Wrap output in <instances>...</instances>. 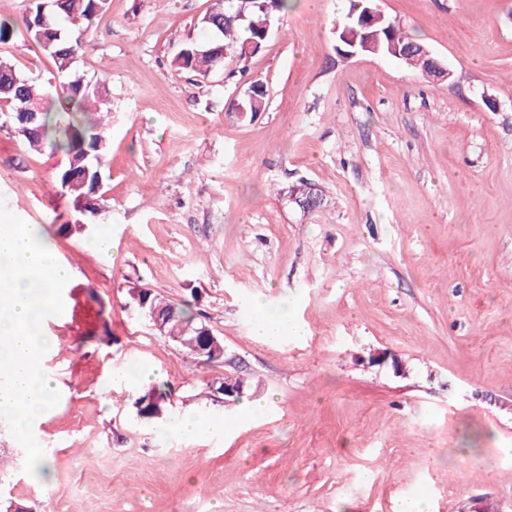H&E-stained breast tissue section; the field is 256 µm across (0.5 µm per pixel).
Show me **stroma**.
<instances>
[{"mask_svg": "<svg viewBox=\"0 0 512 512\" xmlns=\"http://www.w3.org/2000/svg\"><path fill=\"white\" fill-rule=\"evenodd\" d=\"M213 2L107 0L85 39L78 73L112 92L93 218L108 256L59 230L76 219L64 157L0 128V197L73 272L42 324L52 478L25 472L0 419V496L32 512H395L422 495L429 512H512V0H379L451 70L438 82L341 55L348 0H295L247 61L175 71ZM0 55L40 84L54 72L23 33ZM254 78L267 108L238 120ZM301 180L323 208L283 195ZM135 288L190 302L223 361L196 366L138 316ZM246 295L292 300L308 336L257 340ZM127 366L169 389L162 418L138 416L141 387L112 384ZM227 373L252 380L264 414L239 422L203 397ZM184 410L229 427L168 435Z\"/></svg>", "mask_w": 512, "mask_h": 512, "instance_id": "1", "label": "stroma"}]
</instances>
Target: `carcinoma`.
I'll return each mask as SVG.
<instances>
[{
    "instance_id": "carcinoma-1",
    "label": "carcinoma",
    "mask_w": 512,
    "mask_h": 512,
    "mask_svg": "<svg viewBox=\"0 0 512 512\" xmlns=\"http://www.w3.org/2000/svg\"><path fill=\"white\" fill-rule=\"evenodd\" d=\"M106 0H29L28 8L20 23L0 20V44L12 41L18 27H23L30 40L49 57L55 67L56 83L37 85L26 78L13 85L1 80L17 73L15 65L0 59V112L10 128L32 151L48 146L65 157V165L55 176L61 186L71 178V188L63 191L75 210L93 214L97 207L93 202L103 199L105 190L99 188V178L104 176L105 159L109 151L107 118L112 99L103 81H87L74 68L82 39L89 25L105 8ZM291 7V0H276V7L268 12L262 0H233L224 8L223 0L217 3L201 19V27L209 32V38L190 44L172 59L178 71L189 70L199 75L221 68L223 52L239 53L246 44L260 50L265 43L268 16H277ZM63 16L73 25L68 34L59 29L53 17ZM396 28L398 42L416 44L418 40L404 32L399 21L386 17L373 26L384 32ZM253 97L241 100L246 118L251 120L267 106L264 84L251 82ZM37 112L34 124L22 123V115ZM133 300L143 315L157 312L164 324V337L179 344L183 350L202 366L204 362L196 354V336L206 327L190 310V304H175L152 291H136ZM138 415L146 420L159 419L167 409V395L160 388H153L136 400Z\"/></svg>"
}]
</instances>
